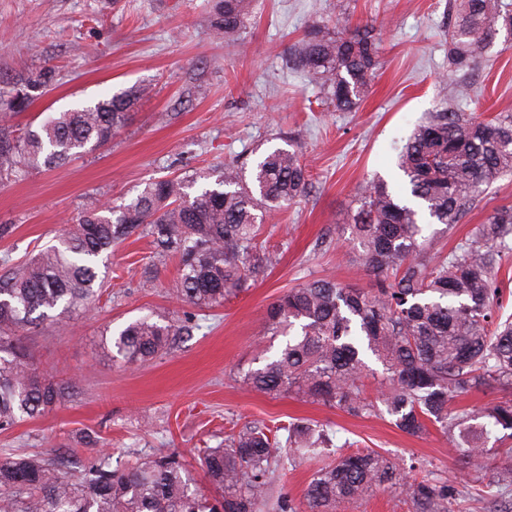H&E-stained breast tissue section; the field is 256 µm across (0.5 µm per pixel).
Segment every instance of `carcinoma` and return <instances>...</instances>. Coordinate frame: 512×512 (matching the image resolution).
<instances>
[{"label":"carcinoma","instance_id":"1","mask_svg":"<svg viewBox=\"0 0 512 512\" xmlns=\"http://www.w3.org/2000/svg\"><path fill=\"white\" fill-rule=\"evenodd\" d=\"M249 0H213L211 26L241 41ZM448 68L472 70L501 32L512 36V0H453ZM382 53L375 24L338 12L332 26H314L294 47L292 65L318 84L340 112L367 96ZM55 68L26 80L50 86ZM143 89L131 88L94 104L45 116L37 127L0 125V184L41 168L63 165L110 142L124 127ZM470 84L443 112L418 123L398 153L403 191L380 176L365 182L346 228L359 259L374 276L369 289L313 279L289 289L267 309L263 335L283 336L271 356L242 374L256 391L302 394L365 417L380 411L403 432L419 436L432 424L454 442L463 434L478 453L487 430L449 405L495 383L512 389V319L502 308L499 272L506 262L497 243L512 233V206H500L474 228L467 246L442 259L429 255L421 216L451 228L478 208L487 189L512 174V112L484 118L463 112ZM31 95L0 90V108L26 109ZM311 187L296 150L275 148L251 170L235 162L191 179L154 180L129 203L81 212L56 244L0 273V430H10L64 405L71 386L47 378L19 336L76 311L92 312L101 294L100 266L112 247L138 233L159 254L178 259L175 298L200 311L263 279L271 258L259 242L264 217L295 202ZM191 318L157 314L101 334L103 349L126 365L169 353ZM379 362L388 384L367 396L368 361ZM484 417L509 431L512 399L490 404ZM327 433L312 424L273 429L245 423L223 442L201 448L199 465L215 495L191 487L181 453L159 448L126 468L105 459L76 467L60 454L7 453L0 457V512H300L277 491L280 471L322 453ZM489 490L512 489V451L491 477L468 475ZM408 487L411 512H451L454 486L429 479L404 483L400 464L375 451L339 454L316 471L304 501L308 512H339L380 488Z\"/></svg>","mask_w":512,"mask_h":512}]
</instances>
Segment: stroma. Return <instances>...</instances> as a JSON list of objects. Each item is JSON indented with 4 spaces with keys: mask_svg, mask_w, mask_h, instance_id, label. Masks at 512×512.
Instances as JSON below:
<instances>
[{
    "mask_svg": "<svg viewBox=\"0 0 512 512\" xmlns=\"http://www.w3.org/2000/svg\"><path fill=\"white\" fill-rule=\"evenodd\" d=\"M344 2L354 21H375L381 65L366 98L336 111L314 83L287 65L309 27L328 24ZM211 0H0V80L20 85L43 66L56 82L34 92L10 125H38L44 113L88 104L131 87L150 94L107 146L0 187V263L22 262L61 235L87 203H128L146 182L193 175L294 145L312 178L309 196L265 218L260 239L272 257L263 282L223 307L198 312L191 335L141 366L113 362L100 348L105 327L154 311L183 314L168 295L178 261L157 258L149 238L120 244L94 314L74 313L23 333L40 368L72 381L75 394L46 416L0 432V452H72L78 464L109 457L123 467L158 448L182 454L198 487L197 451L233 424L311 420L333 447L287 469L279 487L301 502L312 475L335 454L375 450L414 477L455 481L453 512H494L457 478L499 464L512 442L491 429L482 455L452 447L437 429L416 437L389 416L354 417L291 395L253 391L240 376L270 347L268 306L283 292L325 278L371 288L344 226L368 178L396 173L398 150L415 124L443 111L457 81L448 70L449 0H251L245 48L214 37ZM466 111L512 112V36L503 35L468 77ZM512 206V176L495 182L460 224H428L430 251L448 255L496 207Z\"/></svg>",
    "mask_w": 512,
    "mask_h": 512,
    "instance_id": "35a3bbf8",
    "label": "stroma"
}]
</instances>
